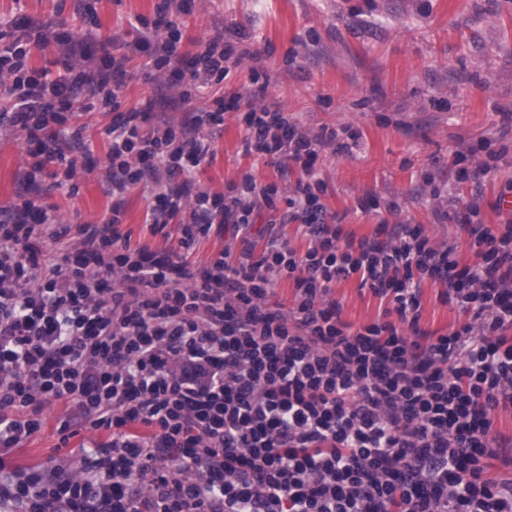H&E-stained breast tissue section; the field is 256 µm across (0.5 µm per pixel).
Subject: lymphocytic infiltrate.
Wrapping results in <instances>:
<instances>
[{
	"label": "lymphocytic infiltrate",
	"instance_id": "lymphocytic-infiltrate-1",
	"mask_svg": "<svg viewBox=\"0 0 512 512\" xmlns=\"http://www.w3.org/2000/svg\"><path fill=\"white\" fill-rule=\"evenodd\" d=\"M182 10L158 0L118 57L60 36L74 64L56 77L29 68L26 26L0 28V136L23 140L31 159L0 206V512H512V479L486 476L505 446L493 415L512 408V220L496 232L476 205L454 209L469 264L419 224L345 232L315 165L351 143L299 129L256 77L192 107L227 78L232 49L216 37L179 54ZM135 60L187 106L185 120L158 117L152 99L123 108ZM90 112L112 115L101 164L80 121ZM229 112L244 154L272 159L280 182L247 173L219 194L199 182ZM500 158L478 140L455 152L456 177L481 191ZM49 162L71 197L80 174L99 173L109 217L69 225L37 204ZM135 191L162 248L119 229ZM263 213L298 225L305 248L274 230L256 248ZM215 234L223 248L196 261ZM281 280L290 298L277 299ZM349 280L382 316L342 319L332 293ZM427 281L459 315L439 336L420 326ZM55 402L68 408L61 443L83 430L108 441L8 466Z\"/></svg>",
	"mask_w": 512,
	"mask_h": 512
}]
</instances>
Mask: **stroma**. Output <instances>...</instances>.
Wrapping results in <instances>:
<instances>
[{"label":"stroma","instance_id":"stroma-1","mask_svg":"<svg viewBox=\"0 0 512 512\" xmlns=\"http://www.w3.org/2000/svg\"><path fill=\"white\" fill-rule=\"evenodd\" d=\"M157 0H0V19L32 21L51 35L91 34L92 50L124 38L136 16H153ZM181 52L196 53V40L216 35L230 43L239 64L224 84L198 93L196 106L266 77L268 94L291 122L308 132L350 126L359 135L350 153L321 154L316 169L327 184L324 203L344 214V228L372 235L380 221L423 225L435 244H461L460 259L472 254L458 225L441 213L455 201L476 203L490 228L512 219V0H187ZM244 130L235 113L216 134V156L198 179L211 191L253 171L277 180L275 166L242 152ZM487 138L503 153L479 195L456 180V150ZM27 170L20 140L0 139V205L14 201ZM431 177L439 196L420 193ZM77 197L44 180V203L63 219L96 221L112 198L103 180L81 177ZM374 196L378 210L363 213L360 199ZM439 288L424 283L421 328L445 334L458 314L441 303ZM343 318L359 327L381 308L356 281L333 293ZM65 414L52 404L44 424L12 464H48L58 454L56 426Z\"/></svg>","mask_w":512,"mask_h":512}]
</instances>
